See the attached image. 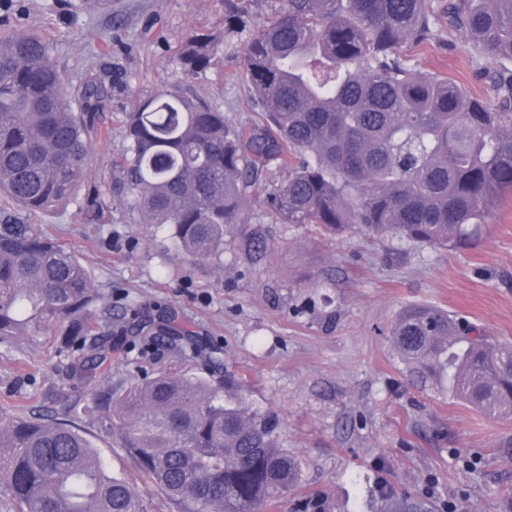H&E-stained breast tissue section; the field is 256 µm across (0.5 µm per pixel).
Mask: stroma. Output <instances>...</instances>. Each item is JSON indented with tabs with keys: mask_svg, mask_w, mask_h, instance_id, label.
<instances>
[{
	"mask_svg": "<svg viewBox=\"0 0 512 512\" xmlns=\"http://www.w3.org/2000/svg\"><path fill=\"white\" fill-rule=\"evenodd\" d=\"M73 2L29 0V13L8 17L13 27L42 30L67 86L79 85L90 62L113 79L107 135L91 143L76 200L35 221L81 257L113 318L163 314L179 330L140 349L117 348L113 385L175 367L228 388L241 382L253 406L279 416L282 444L299 464L297 486L267 512H303L311 496L320 512H395L405 499L421 502L422 512H512V418L485 416L447 390L413 382L390 333L407 308L431 305L512 344V198L491 208L466 249L280 224L256 201L225 234L221 258L203 264L123 207L80 223L79 202L105 187L122 115L138 99L175 87L229 121L259 115L236 50L192 78L175 58L189 35L223 29L227 0H112L111 10L94 13ZM466 43L455 32L409 55L418 70L494 100L486 77L494 63L469 60ZM197 341L221 347L226 372L194 351ZM69 361L51 333L0 348V407L23 393L39 411L50 395L71 392ZM109 414L103 404L74 421L145 512H176L119 447Z\"/></svg>",
	"mask_w": 512,
	"mask_h": 512,
	"instance_id": "1",
	"label": "stroma"
}]
</instances>
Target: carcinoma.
Returning a JSON list of instances; mask_svg holds the SVG:
<instances>
[{"label":"carcinoma","instance_id":"1","mask_svg":"<svg viewBox=\"0 0 512 512\" xmlns=\"http://www.w3.org/2000/svg\"><path fill=\"white\" fill-rule=\"evenodd\" d=\"M448 28H443V20ZM195 34L176 60L205 71L248 27ZM469 36L467 54L493 59L492 103L438 73L415 70L403 48ZM248 32V31H246ZM241 64L259 123L231 124L182 91L160 87L123 114L115 202L167 227L197 261L219 259L224 234L245 223L253 191L281 224L465 248L495 200L512 192V0H282L248 32ZM111 91L86 67L63 85L37 29L0 32V346L52 331L73 350L70 373L100 396L108 337L163 336L160 316L112 321L81 258L18 217L69 202L86 176L94 119ZM105 194L86 198L90 224ZM395 348L420 381H434L489 417L512 416V348L443 309H408ZM120 447L177 512H266L298 480L278 417L243 389L182 372L109 397ZM64 418L0 410V501L6 512H143L84 431Z\"/></svg>","mask_w":512,"mask_h":512}]
</instances>
